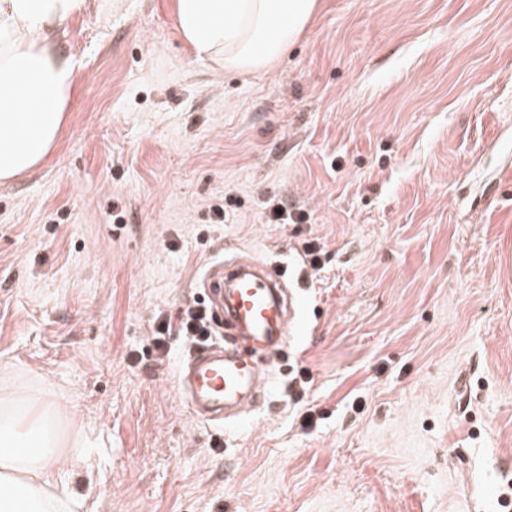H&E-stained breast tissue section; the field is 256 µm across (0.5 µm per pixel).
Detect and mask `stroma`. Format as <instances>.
I'll return each mask as SVG.
<instances>
[{
	"label": "stroma",
	"instance_id": "1",
	"mask_svg": "<svg viewBox=\"0 0 512 512\" xmlns=\"http://www.w3.org/2000/svg\"><path fill=\"white\" fill-rule=\"evenodd\" d=\"M88 2L58 33L78 61L59 140L0 184V391L53 397L79 512H499L512 0H320L248 73L192 58L175 0ZM279 205L305 222L268 223ZM246 256L305 273V326L219 428L173 384L191 345L150 342Z\"/></svg>",
	"mask_w": 512,
	"mask_h": 512
}]
</instances>
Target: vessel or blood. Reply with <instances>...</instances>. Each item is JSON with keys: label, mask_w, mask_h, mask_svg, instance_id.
Listing matches in <instances>:
<instances>
[{"label": "vessel or blood", "mask_w": 512, "mask_h": 512, "mask_svg": "<svg viewBox=\"0 0 512 512\" xmlns=\"http://www.w3.org/2000/svg\"><path fill=\"white\" fill-rule=\"evenodd\" d=\"M292 285L281 263L231 261L208 271L201 286L224 341L196 346L174 379L196 418L228 426L264 398L262 361L286 352L300 321Z\"/></svg>", "instance_id": "vessel-or-blood-1"}]
</instances>
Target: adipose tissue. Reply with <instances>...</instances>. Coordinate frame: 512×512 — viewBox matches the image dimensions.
<instances>
[{"instance_id":"1","label":"adipose tissue","mask_w":512,"mask_h":512,"mask_svg":"<svg viewBox=\"0 0 512 512\" xmlns=\"http://www.w3.org/2000/svg\"><path fill=\"white\" fill-rule=\"evenodd\" d=\"M86 0H0V183L37 168L57 143L77 63L48 34ZM318 0H176L178 30L196 60L253 72L280 61ZM71 460L44 398L0 395V512H55Z\"/></svg>"}]
</instances>
